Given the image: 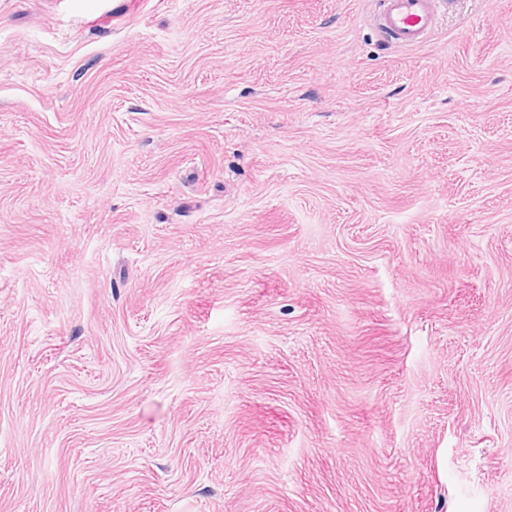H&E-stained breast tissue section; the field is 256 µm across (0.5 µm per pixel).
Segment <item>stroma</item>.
Wrapping results in <instances>:
<instances>
[{
  "mask_svg": "<svg viewBox=\"0 0 512 512\" xmlns=\"http://www.w3.org/2000/svg\"><path fill=\"white\" fill-rule=\"evenodd\" d=\"M0 0V512H512V0ZM438 2L439 0H379L380 29L402 46L418 45L434 27Z\"/></svg>",
  "mask_w": 512,
  "mask_h": 512,
  "instance_id": "35a3bbf8",
  "label": "stroma"
}]
</instances>
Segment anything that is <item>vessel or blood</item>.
Segmentation results:
<instances>
[{"label": "vessel or blood", "mask_w": 512, "mask_h": 512, "mask_svg": "<svg viewBox=\"0 0 512 512\" xmlns=\"http://www.w3.org/2000/svg\"><path fill=\"white\" fill-rule=\"evenodd\" d=\"M438 0H379L382 32L403 46L423 42L435 24Z\"/></svg>", "instance_id": "b4317fda"}]
</instances>
